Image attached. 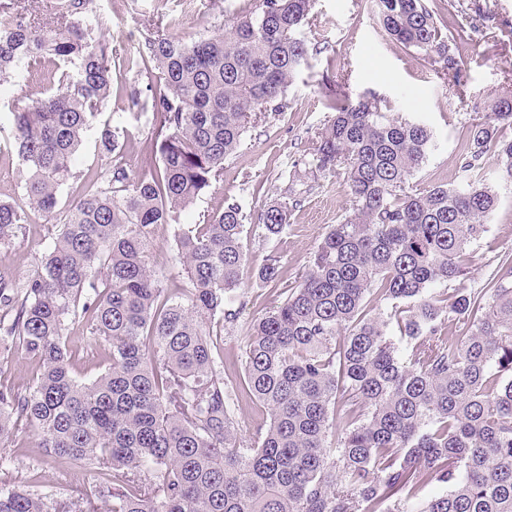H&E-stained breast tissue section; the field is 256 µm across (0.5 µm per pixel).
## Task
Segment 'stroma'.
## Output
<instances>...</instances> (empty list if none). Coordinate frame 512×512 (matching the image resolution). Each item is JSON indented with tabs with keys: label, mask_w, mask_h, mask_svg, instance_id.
<instances>
[{
	"label": "stroma",
	"mask_w": 512,
	"mask_h": 512,
	"mask_svg": "<svg viewBox=\"0 0 512 512\" xmlns=\"http://www.w3.org/2000/svg\"><path fill=\"white\" fill-rule=\"evenodd\" d=\"M153 4L154 0H97L104 19L103 34L115 59L144 44ZM252 6L253 0H197L195 12L188 16L181 0H168L166 15L178 20V32L184 37L225 35L235 16ZM474 19L493 32L512 25V0H452L443 12V21L452 30ZM309 28L317 49L310 52L307 67L291 86L286 108L267 115L248 130L242 146L225 161L221 180L183 213V223H201L203 215L223 211L233 201L255 213L280 199L285 183L303 186L312 140L330 119L328 99L338 91L353 99L376 94L389 103L392 115L430 128L431 149L413 180L415 188L463 186V144L469 126L512 77V47L487 38L457 42L452 51L462 59L463 73L460 86L454 87L447 83L439 65L420 59L414 50L386 37L371 0H315ZM132 85L131 74L113 70L112 94L101 121L93 123L83 138L76 176L63 187L62 200L82 193L86 174L105 163L99 146L103 126L118 132L126 146L130 170L137 175L147 170L152 149L151 115L133 107ZM42 91L39 71L32 66L24 69L11 95L0 99V200L22 207L28 200L20 165L14 158L12 111L32 104ZM483 166L498 201L486 223V233L474 245L475 258L466 282L470 288L480 285L499 251L512 248V182L497 178L493 158H484ZM349 207L350 191L344 175L322 176L311 191L302 194L301 204L292 209L281 237L265 238L260 224H245L242 245L249 273L239 291L238 318L232 324L219 314L208 320L216 361L240 360L255 318L282 300L281 294L270 290L254 273L263 257L280 253L286 279H295L330 225ZM48 243L46 224L41 217H33L25 234L0 250V271L15 277L30 275ZM38 441L32 427L17 423L12 443L0 449L1 481L25 489L36 478L41 492L50 497L93 485L88 466L72 462L66 471H59L52 460L40 457Z\"/></svg>",
	"instance_id": "stroma-1"
}]
</instances>
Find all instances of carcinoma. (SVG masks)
<instances>
[{
  "instance_id": "carcinoma-1",
  "label": "carcinoma",
  "mask_w": 512,
  "mask_h": 512,
  "mask_svg": "<svg viewBox=\"0 0 512 512\" xmlns=\"http://www.w3.org/2000/svg\"><path fill=\"white\" fill-rule=\"evenodd\" d=\"M18 4L3 12L14 25L0 30V88L26 63L44 95L13 112L29 204L0 200V247L32 211L52 233L34 273L0 275V354L36 365L25 391L0 386V444L24 421L44 457L62 469L83 461L99 484L61 499L0 485V512H89L95 498L107 512H512V249L479 287L457 286L497 204L483 158L512 181V139L499 135L512 126V86L472 122L461 188L410 186L431 147L425 125L387 115L375 95L329 104L308 169L344 172L350 208L253 322L233 378L207 321L237 318L248 214L232 202L174 235L183 297L163 287L150 255L158 228L181 223L221 179L252 122L284 108L307 61L314 0H259L225 37H147L125 66L131 98L152 115L154 162L132 175L105 127L109 164L63 207L84 134L112 93V49L94 0H55L49 26ZM377 5L391 40L459 80L450 44L475 24L452 32L424 0ZM290 202L288 189L266 205V236L285 232ZM256 276L284 284L281 256L267 254ZM368 296L386 309L367 308ZM75 324L105 363L88 382L72 375ZM249 403L268 420L245 441L235 410ZM432 480L446 492L423 496Z\"/></svg>"
}]
</instances>
